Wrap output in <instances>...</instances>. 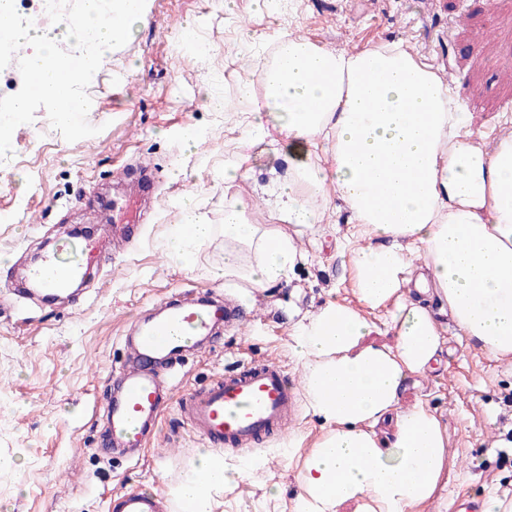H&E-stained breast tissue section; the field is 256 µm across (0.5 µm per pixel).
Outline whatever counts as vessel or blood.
Here are the masks:
<instances>
[{"mask_svg":"<svg viewBox=\"0 0 512 512\" xmlns=\"http://www.w3.org/2000/svg\"><path fill=\"white\" fill-rule=\"evenodd\" d=\"M96 249L95 239L73 240L67 246L68 258L44 257L28 278L45 293L65 292L94 265ZM234 311L230 302L195 297L167 304L163 314L139 324L120 372L121 395L107 411L109 448L144 447L151 423L171 396L170 382L150 368V360H176ZM298 398V388L282 365L253 359L186 396L180 409L184 422L208 446L247 453L266 438L285 433ZM108 508L168 512L169 506L161 491L125 488L110 495Z\"/></svg>","mask_w":512,"mask_h":512,"instance_id":"obj_1","label":"vessel or blood"}]
</instances>
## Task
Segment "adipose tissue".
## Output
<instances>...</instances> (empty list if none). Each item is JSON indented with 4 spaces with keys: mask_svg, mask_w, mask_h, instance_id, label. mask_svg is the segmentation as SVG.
Here are the masks:
<instances>
[{
    "mask_svg": "<svg viewBox=\"0 0 512 512\" xmlns=\"http://www.w3.org/2000/svg\"><path fill=\"white\" fill-rule=\"evenodd\" d=\"M143 0H84L70 32L87 54L58 63L53 29L15 19L12 41L27 46L35 79L10 102V120L31 101L79 108L77 88L95 62V48L126 36L142 17ZM284 139L323 146L331 169L313 161L289 168L272 192L282 220L297 227L321 223L328 187H335L368 243L353 265L361 306H388L391 346L372 342L380 326L360 308L331 303L295 326L294 349L309 410L324 433L299 474L295 512H413L436 493L448 468V432L423 405L401 407L410 376L425 374L442 352L451 322L473 346L512 360V138L491 151L475 145L466 113L452 107L446 83L400 48L359 52L326 48L284 31L266 72V95L245 139L265 135L266 118ZM252 201L225 207L224 279L245 297L288 285L303 255L290 236L252 224ZM168 254L188 260L193 244L218 227L194 198L180 203ZM413 294H405L406 284ZM395 416L390 440L376 423ZM211 453L200 454L177 489L179 502L204 506L213 489L233 490L243 477Z\"/></svg>",
    "mask_w": 512,
    "mask_h": 512,
    "instance_id": "1",
    "label": "adipose tissue"
}]
</instances>
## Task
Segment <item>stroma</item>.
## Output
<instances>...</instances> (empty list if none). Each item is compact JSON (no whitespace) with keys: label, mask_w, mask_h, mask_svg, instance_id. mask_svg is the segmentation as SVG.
I'll return each mask as SVG.
<instances>
[{"label":"stroma","mask_w":512,"mask_h":512,"mask_svg":"<svg viewBox=\"0 0 512 512\" xmlns=\"http://www.w3.org/2000/svg\"><path fill=\"white\" fill-rule=\"evenodd\" d=\"M145 18L122 41L97 49L75 127L53 106L34 101L0 138V512H108L112 490H176L205 446L184 424L186 394L253 357L299 374L293 328L330 303L357 306L349 250L357 224L331 198L322 223L299 231L282 224L267 186L305 157L267 137L244 142L245 118L264 99V69L282 31L319 46L360 51L401 45L440 77L456 73L477 140L512 136V0H144ZM474 53H467L468 44ZM224 99L213 111L208 96ZM237 166L248 179L225 183ZM147 180L144 220L101 250L79 295L48 305L20 292V272L45 241L59 243L90 215L111 217L123 186ZM256 197L252 224L281 225L305 259L288 286L244 305L206 347L184 354L170 373L172 399L146 448L129 459L103 451L106 409L127 357L136 321L172 298L206 294L238 300L214 277L224 265V237L196 246L190 262L164 244L193 196L212 224L236 195ZM434 371L411 378L401 403L440 415L448 428V470L419 512H454L458 494L512 501V361H495L467 337L448 332ZM321 421L300 406L296 442L281 435L243 455L219 450L226 464L251 462L232 491L215 490L210 512H293L297 474ZM291 434V435H292Z\"/></svg>","instance_id":"stroma-1"}]
</instances>
